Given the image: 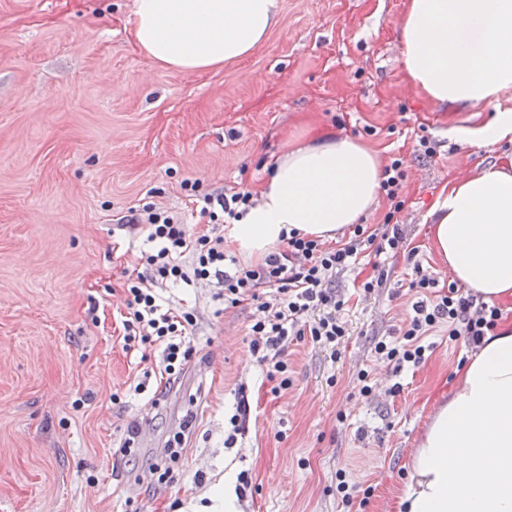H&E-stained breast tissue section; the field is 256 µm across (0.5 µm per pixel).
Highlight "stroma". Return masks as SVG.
Returning a JSON list of instances; mask_svg holds the SVG:
<instances>
[{"label":"stroma","instance_id":"35a3bbf8","mask_svg":"<svg viewBox=\"0 0 512 512\" xmlns=\"http://www.w3.org/2000/svg\"><path fill=\"white\" fill-rule=\"evenodd\" d=\"M132 2L0 0V512H202L228 474L248 478L240 512H397L432 400L472 352L437 335L419 365L378 360L377 342L402 340L413 262L369 255L338 274L347 334L334 348L293 342L280 392L248 348L250 308L225 309L214 282L163 284L165 304L197 317L192 357L164 389L160 349L123 348L122 285L151 248L125 218L153 203L209 231L184 181L257 191L287 144L330 128L381 164L403 159L406 246L448 284L428 211L445 185L512 154V141L462 138L512 111V89L454 111L419 95L401 59L407 0H281L260 46L206 72L145 62ZM422 136L433 157L418 156ZM377 263L392 276L364 296ZM241 389L251 411L236 436ZM134 420L148 431L126 458ZM168 446L182 458L150 491L143 466ZM340 469L371 488L367 503L342 505Z\"/></svg>","mask_w":512,"mask_h":512}]
</instances>
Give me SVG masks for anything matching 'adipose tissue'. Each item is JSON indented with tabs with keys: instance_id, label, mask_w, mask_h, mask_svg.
Returning <instances> with one entry per match:
<instances>
[{
	"instance_id": "adipose-tissue-1",
	"label": "adipose tissue",
	"mask_w": 512,
	"mask_h": 512,
	"mask_svg": "<svg viewBox=\"0 0 512 512\" xmlns=\"http://www.w3.org/2000/svg\"><path fill=\"white\" fill-rule=\"evenodd\" d=\"M133 37L151 65L216 70L277 27L281 0H134ZM407 79L436 104H494L512 88V0H407L399 26ZM383 173L361 141L329 133L278 157L228 243L264 259L295 230L337 240L376 204ZM431 240L455 281L490 304L512 301V156L445 186ZM398 512H512V322L456 369L397 496Z\"/></svg>"
}]
</instances>
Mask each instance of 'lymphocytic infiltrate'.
<instances>
[{"instance_id": "f902f5d3", "label": "lymphocytic infiltrate", "mask_w": 512, "mask_h": 512, "mask_svg": "<svg viewBox=\"0 0 512 512\" xmlns=\"http://www.w3.org/2000/svg\"><path fill=\"white\" fill-rule=\"evenodd\" d=\"M381 189L389 205L384 216L389 226L383 231L354 225L347 239L336 246L326 245L291 232L278 252L262 262L243 264L224 249V237L217 233L193 234L181 216L148 203L132 211L129 222L142 228L151 243L141 255L143 272L129 279L125 288V314L122 325L124 349L138 344H156L162 349L164 374L175 375L189 360L187 338L194 325L190 311L166 306L157 291L158 284L217 279L224 286V306L234 308L250 304L253 308L248 327L249 348L267 368L269 380L287 388L289 345L302 337L326 346L339 344L347 330L340 316L343 301L337 300L336 276L367 249L376 253H400L405 236L394 224L395 214L405 205L403 191L406 171L402 159H393L383 169ZM253 204V196L244 190H232L219 196H199L201 215L210 221L233 224ZM191 254L192 271H184L179 259ZM410 287L416 299L402 329L404 342L392 346L378 342L375 352L401 371L407 364H420L425 356L423 340L439 328H447L448 338L478 346L494 330L501 317L497 307L482 301L471 291L449 283L447 293L437 290L435 278L414 264Z\"/></svg>"}]
</instances>
